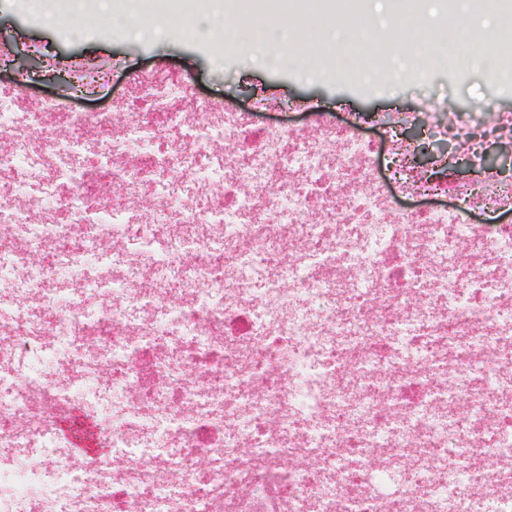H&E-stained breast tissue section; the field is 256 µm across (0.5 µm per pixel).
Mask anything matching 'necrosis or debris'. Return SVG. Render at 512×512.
Listing matches in <instances>:
<instances>
[{"mask_svg": "<svg viewBox=\"0 0 512 512\" xmlns=\"http://www.w3.org/2000/svg\"><path fill=\"white\" fill-rule=\"evenodd\" d=\"M468 2L501 83L512 0ZM266 4L349 27L310 58L360 85L356 0ZM422 128H259L167 69L107 111L1 90L0 346L28 365L0 376V512H512V176L483 164L512 113L435 100ZM434 136L471 168L415 167ZM103 389L111 457L58 456L57 417Z\"/></svg>", "mask_w": 512, "mask_h": 512, "instance_id": "obj_1", "label": "necrosis or debris"}]
</instances>
